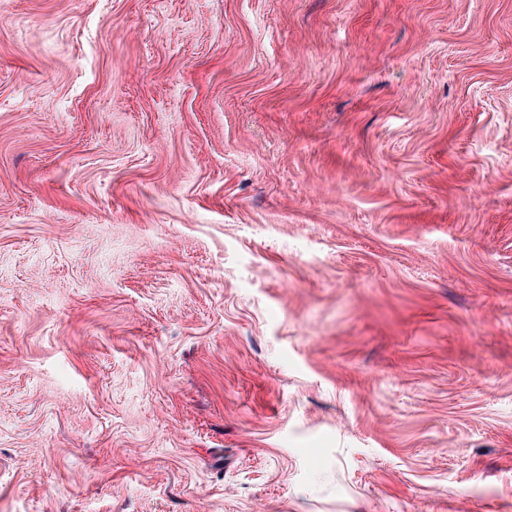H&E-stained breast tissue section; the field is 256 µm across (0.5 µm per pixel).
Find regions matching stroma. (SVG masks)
<instances>
[{"label": "stroma", "instance_id": "35a3bbf8", "mask_svg": "<svg viewBox=\"0 0 512 512\" xmlns=\"http://www.w3.org/2000/svg\"><path fill=\"white\" fill-rule=\"evenodd\" d=\"M0 512H512V0H0Z\"/></svg>", "mask_w": 512, "mask_h": 512}]
</instances>
